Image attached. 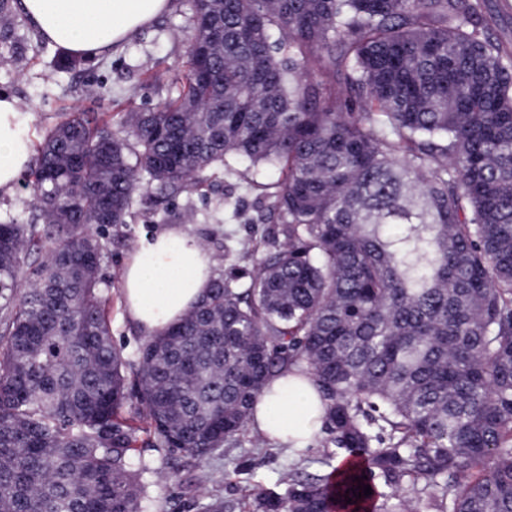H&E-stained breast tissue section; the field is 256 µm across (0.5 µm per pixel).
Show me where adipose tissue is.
<instances>
[{
	"label": "adipose tissue",
	"mask_w": 512,
	"mask_h": 512,
	"mask_svg": "<svg viewBox=\"0 0 512 512\" xmlns=\"http://www.w3.org/2000/svg\"><path fill=\"white\" fill-rule=\"evenodd\" d=\"M26 20L55 45L94 57L112 50L170 10L172 0H19ZM31 114L0 93V193H11L34 157ZM214 254L188 225L145 237L121 274L125 314L145 336L181 321L207 294ZM324 405L311 378L293 367L270 378L249 417L270 445L308 448L324 427Z\"/></svg>",
	"instance_id": "obj_1"
}]
</instances>
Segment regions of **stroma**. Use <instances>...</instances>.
<instances>
[{"label": "stroma", "instance_id": "35a3bbf8", "mask_svg": "<svg viewBox=\"0 0 512 512\" xmlns=\"http://www.w3.org/2000/svg\"><path fill=\"white\" fill-rule=\"evenodd\" d=\"M171 9L150 27L123 43L111 54L70 65L63 49L41 42L23 16L14 19V42L0 46V92L8 93L32 114L34 141L60 122L66 113L139 112L158 107L171 84L186 70L184 35L191 23L193 0H172ZM241 178L228 179L222 172L196 190L170 195L152 185L136 199L132 215L122 228L110 231V251L102 264V289L109 300L112 339L125 357L135 359L144 336L127 319L120 292V276L128 256L147 234L167 227L174 216H193L192 232L215 255L219 269H227L226 245L252 248L273 231V224L259 223L260 201L270 194L276 172L239 161ZM237 202L239 217L224 209L223 200ZM327 433L301 452L268 445L253 430H245L236 444L221 456L188 461L164 448L138 445L134 458L148 461L151 512H204L206 502L223 500L225 512H241L247 490L275 487L289 471L329 472ZM179 471L176 481L163 473ZM211 481L204 493L191 490L189 481L200 471Z\"/></svg>", "mask_w": 512, "mask_h": 512}]
</instances>
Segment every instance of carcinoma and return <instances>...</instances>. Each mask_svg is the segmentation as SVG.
I'll return each instance as SVG.
<instances>
[{
    "mask_svg": "<svg viewBox=\"0 0 512 512\" xmlns=\"http://www.w3.org/2000/svg\"><path fill=\"white\" fill-rule=\"evenodd\" d=\"M186 54L118 132L89 112L47 130L33 211L0 221V512H150L136 444L216 454L291 366L364 465L291 471L245 512H417L405 481L427 512H512V55L480 0H194ZM241 158L281 173L279 228L141 345L132 383L103 229L144 184L238 178Z\"/></svg>",
    "mask_w": 512,
    "mask_h": 512,
    "instance_id": "carcinoma-1",
    "label": "carcinoma"
}]
</instances>
